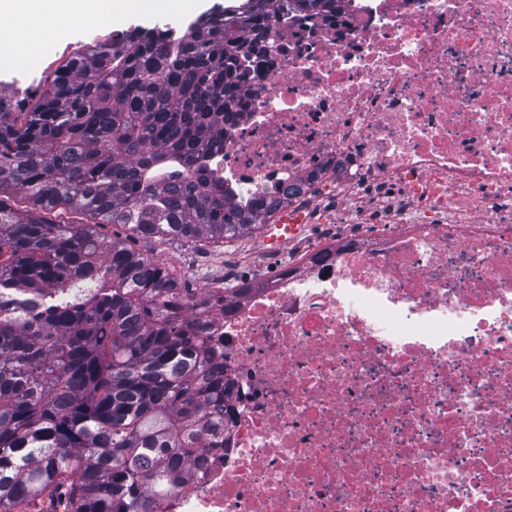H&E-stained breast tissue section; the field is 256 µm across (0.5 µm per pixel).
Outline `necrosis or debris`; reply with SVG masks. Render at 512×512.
Listing matches in <instances>:
<instances>
[{
  "mask_svg": "<svg viewBox=\"0 0 512 512\" xmlns=\"http://www.w3.org/2000/svg\"><path fill=\"white\" fill-rule=\"evenodd\" d=\"M260 47L206 164L302 230L228 265L230 415L156 512H512V0H337Z\"/></svg>",
  "mask_w": 512,
  "mask_h": 512,
  "instance_id": "necrosis-or-debris-1",
  "label": "necrosis or debris"
}]
</instances>
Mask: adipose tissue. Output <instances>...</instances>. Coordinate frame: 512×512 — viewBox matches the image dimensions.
<instances>
[{
  "label": "adipose tissue",
  "instance_id": "ef3b65f1",
  "mask_svg": "<svg viewBox=\"0 0 512 512\" xmlns=\"http://www.w3.org/2000/svg\"><path fill=\"white\" fill-rule=\"evenodd\" d=\"M172 0H0V29L5 61L23 64L37 59L65 32L89 24L107 25L134 11L164 12Z\"/></svg>",
  "mask_w": 512,
  "mask_h": 512
}]
</instances>
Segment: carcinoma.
Instances as JSON below:
<instances>
[{"mask_svg":"<svg viewBox=\"0 0 512 512\" xmlns=\"http://www.w3.org/2000/svg\"><path fill=\"white\" fill-rule=\"evenodd\" d=\"M331 2L130 27L54 71L32 111L0 96V512H154L224 425L213 305L134 243L251 238L288 203L236 204L205 159L272 19Z\"/></svg>","mask_w":512,"mask_h":512,"instance_id":"carcinoma-1","label":"carcinoma"}]
</instances>
